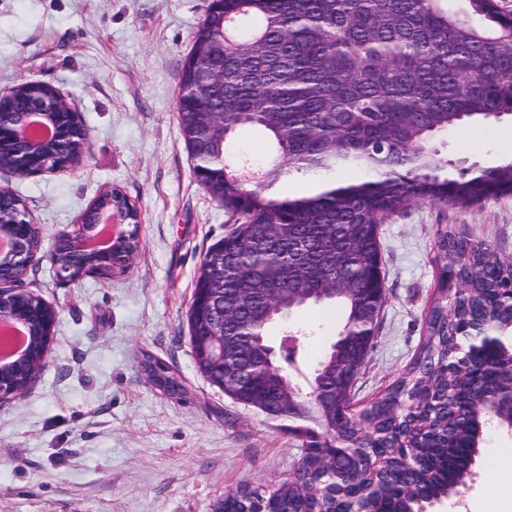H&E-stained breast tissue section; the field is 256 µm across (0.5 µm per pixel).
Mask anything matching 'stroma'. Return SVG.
Returning a JSON list of instances; mask_svg holds the SVG:
<instances>
[{
  "mask_svg": "<svg viewBox=\"0 0 512 512\" xmlns=\"http://www.w3.org/2000/svg\"><path fill=\"white\" fill-rule=\"evenodd\" d=\"M208 0H0V89L45 82L79 113L88 147L72 171L0 184L20 195L44 249L72 232L105 189L119 187L141 212L142 247L109 279L63 282L49 261L32 266L28 291L59 312L48 364L0 404V512H211L227 490L285 481L298 455L290 423L241 405L201 375L188 337L195 273L230 231L223 205L195 180L176 112L182 62ZM444 159L489 166L512 159V118L465 125L436 141ZM450 224L512 255V194L468 208L418 201L378 227L388 299L355 399L383 393L425 342L437 295L435 233ZM341 322L309 305L267 336L305 334L310 374ZM166 362L184 392L148 378ZM512 433L488 427L472 477L428 512H482L498 500Z\"/></svg>",
  "mask_w": 512,
  "mask_h": 512,
  "instance_id": "1",
  "label": "stroma"
}]
</instances>
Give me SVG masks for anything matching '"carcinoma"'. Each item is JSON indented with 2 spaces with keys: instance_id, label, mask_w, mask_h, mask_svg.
<instances>
[{
  "instance_id": "carcinoma-1",
  "label": "carcinoma",
  "mask_w": 512,
  "mask_h": 512,
  "mask_svg": "<svg viewBox=\"0 0 512 512\" xmlns=\"http://www.w3.org/2000/svg\"><path fill=\"white\" fill-rule=\"evenodd\" d=\"M224 84L205 98L181 78L179 125L208 108L224 113L221 147L199 149L207 182L224 178V306L251 287L258 299L285 289L336 294L323 302L342 321L292 419L303 433L325 431L335 446L310 448L285 483L224 494L225 512H405L424 508L471 474L479 395L512 389L509 290L512 257L483 241L437 230L440 288L425 315L426 342L407 372L357 408L343 385L356 355L368 356L378 322L367 306L385 304L378 226L426 200L467 207L512 193V160L485 167L438 157L433 138L464 123L512 117V16L499 0H224ZM53 95L29 83L15 111ZM267 139V164L234 157L235 135ZM318 176L308 193H277L292 173ZM252 332L270 322L245 309ZM492 331L500 342L458 355L466 334ZM152 382L174 395L181 383L166 363L144 362ZM276 397L271 377L252 387L256 405Z\"/></svg>"
}]
</instances>
